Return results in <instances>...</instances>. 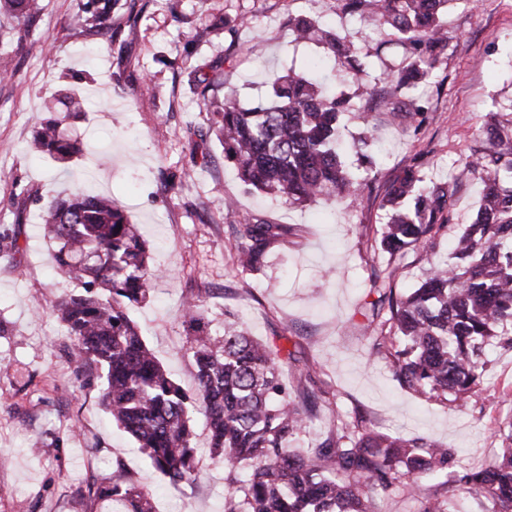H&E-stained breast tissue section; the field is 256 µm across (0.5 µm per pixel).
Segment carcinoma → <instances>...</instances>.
<instances>
[{
	"instance_id": "obj_1",
	"label": "carcinoma",
	"mask_w": 512,
	"mask_h": 512,
	"mask_svg": "<svg viewBox=\"0 0 512 512\" xmlns=\"http://www.w3.org/2000/svg\"><path fill=\"white\" fill-rule=\"evenodd\" d=\"M453 0H342L343 12L369 19L403 46L413 60L387 74L389 98L382 107L398 111L395 99L432 75L448 47L442 16ZM82 30L107 27L111 0H97ZM38 0H0V11L29 19ZM299 40H321L347 69L357 90L368 89L369 68L358 48L337 33L298 19ZM200 95L224 145V159L241 180L290 204L319 197L355 204L362 180L346 167L336 146L351 97L329 95L305 72L274 76L250 107L224 90V74L200 80ZM222 98H217V94ZM63 119L40 124L34 149L66 163L84 151L67 138ZM463 172L479 180L484 194L471 223L457 232L449 263L428 264L408 294L393 287L409 250L434 247L452 221L457 181L427 178L420 164L404 170L383 199L386 222L370 245L388 256L373 282V306L388 317L366 328L376 333L372 350L386 359L397 380L425 398L463 404L481 391L486 348L512 349V99L500 104L482 127ZM41 219L56 246L57 274L82 284L83 292L57 298L54 309L72 340L73 358L102 371L101 405L144 453L148 464L174 486L195 477L192 418L201 411L211 432V452L224 464V512H375L368 489L412 486L424 478L448 480L449 448L393 436L376 428L344 431L303 455L288 447L321 396L307 392L298 404L283 380L280 351L257 341L239 324L224 334L209 328L201 305H186L190 349L198 392L188 395L146 345L129 306L147 299L158 276L148 248L112 198L76 194L51 199ZM287 233L282 224H244L236 243L240 267L261 268L271 246ZM496 463L465 472L460 481L481 495L489 512H512V436ZM99 504L120 512H156L151 493L114 475L97 486Z\"/></svg>"
}]
</instances>
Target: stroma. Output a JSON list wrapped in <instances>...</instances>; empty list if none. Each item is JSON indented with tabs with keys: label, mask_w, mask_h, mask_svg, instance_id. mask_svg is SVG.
Wrapping results in <instances>:
<instances>
[{
	"label": "stroma",
	"mask_w": 512,
	"mask_h": 512,
	"mask_svg": "<svg viewBox=\"0 0 512 512\" xmlns=\"http://www.w3.org/2000/svg\"><path fill=\"white\" fill-rule=\"evenodd\" d=\"M41 2L26 21L0 13V59L9 62L0 78V233L16 236L19 246L14 257L0 254V512H85L96 485L117 470L152 493L156 512H224V466L209 452L202 414L192 416L197 474L171 485L106 414L98 371L71 361V340L52 307L69 285L55 274L38 214L45 201L75 193L109 195L137 224L161 277L129 314L187 392L198 387L183 324V304L193 297L213 329H223L229 311L257 340L293 352L282 364L286 380L313 367L314 384L330 401L290 447H318L335 434L342 412L452 448L455 471L494 464L512 431V350L487 349L482 390L464 406L402 388L364 330L377 298L372 278L386 266L367 243L385 221L386 189L416 163L442 181L459 175L453 222H471L481 186L461 176V162L494 102L512 93V0H455L446 18L448 48L410 93L423 108L419 122L380 112L385 78L359 98L338 72L331 90L353 96L341 121L346 142L369 122L383 130L349 210L326 199L291 205L248 188L208 132L196 83L223 69L247 107L273 74L324 64V45L294 40L288 22L295 17L335 27L362 53H382L399 67L403 49L383 44L363 18L345 15L339 0H118L110 28L99 34L73 24L92 0ZM64 93L87 103L67 122L85 152L65 166L29 148L39 122L60 111ZM229 198L236 211H227ZM246 222L289 228L254 272L235 259L236 231ZM370 496L380 512H423L437 500L459 512L486 510L482 496L453 479Z\"/></svg>",
	"instance_id": "35a3bbf8"
}]
</instances>
